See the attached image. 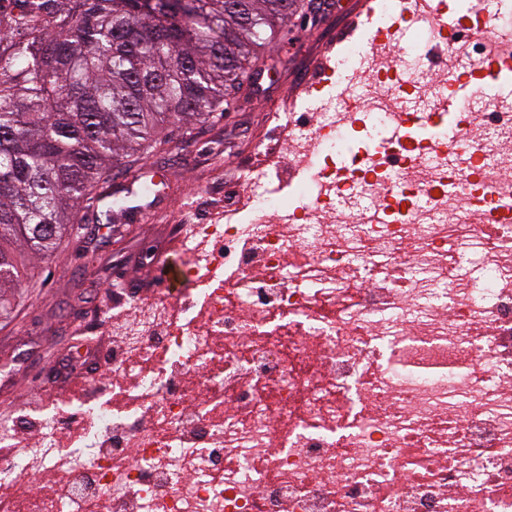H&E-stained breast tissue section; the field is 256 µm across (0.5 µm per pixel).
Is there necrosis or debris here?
Masks as SVG:
<instances>
[{"label":"necrosis or debris","mask_w":512,"mask_h":512,"mask_svg":"<svg viewBox=\"0 0 512 512\" xmlns=\"http://www.w3.org/2000/svg\"><path fill=\"white\" fill-rule=\"evenodd\" d=\"M504 49L407 74L350 45L336 111L288 115L289 180L179 226L175 281L79 319L104 371L0 419V512H512V221L467 208L512 197V109L465 173L426 143L338 166L358 111L381 135Z\"/></svg>","instance_id":"necrosis-or-debris-1"}]
</instances>
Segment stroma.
Returning a JSON list of instances; mask_svg holds the SVG:
<instances>
[{"label":"stroma","instance_id":"stroma-1","mask_svg":"<svg viewBox=\"0 0 512 512\" xmlns=\"http://www.w3.org/2000/svg\"><path fill=\"white\" fill-rule=\"evenodd\" d=\"M360 8L361 0H339L311 30L301 29L300 16H293L288 48L275 43L267 49L265 61L272 71L259 87L234 95L225 120L197 127L178 156L157 154L143 161L139 170L143 178L157 182L155 195L139 197L131 193L127 178L113 180V195L127 198L131 209L148 210L149 221L124 216L106 230L101 220H90L80 237L63 239L51 257L30 258L34 279L1 293L11 313L0 318V416L41 396V375H51L59 390L72 385V378L59 375L58 368L76 339L75 313L108 303L115 273L151 285L154 269L136 261L144 243L169 252L173 225L192 223L200 210L223 214L227 192L243 167L264 168L276 159L282 108L333 110L330 94L311 104L303 84L320 58L335 59L336 35Z\"/></svg>","mask_w":512,"mask_h":512}]
</instances>
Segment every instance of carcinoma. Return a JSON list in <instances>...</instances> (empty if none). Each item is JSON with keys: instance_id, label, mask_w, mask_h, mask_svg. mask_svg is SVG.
<instances>
[{"instance_id": "carcinoma-1", "label": "carcinoma", "mask_w": 512, "mask_h": 512, "mask_svg": "<svg viewBox=\"0 0 512 512\" xmlns=\"http://www.w3.org/2000/svg\"><path fill=\"white\" fill-rule=\"evenodd\" d=\"M0 12V288L85 204L192 125L220 121L298 0H15Z\"/></svg>"}]
</instances>
